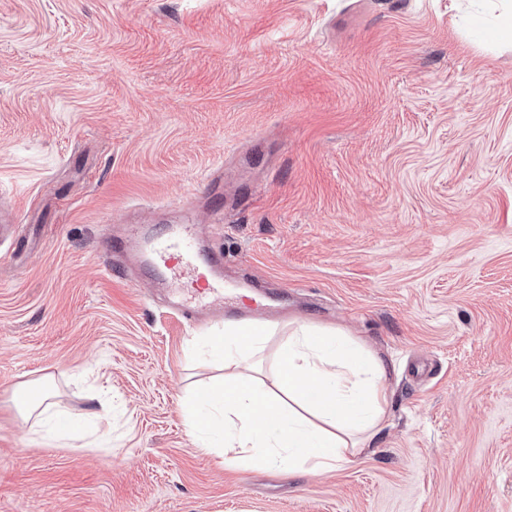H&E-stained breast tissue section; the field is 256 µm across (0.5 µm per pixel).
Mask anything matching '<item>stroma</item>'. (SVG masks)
Returning a JSON list of instances; mask_svg holds the SVG:
<instances>
[{
  "instance_id": "stroma-1",
  "label": "stroma",
  "mask_w": 512,
  "mask_h": 512,
  "mask_svg": "<svg viewBox=\"0 0 512 512\" xmlns=\"http://www.w3.org/2000/svg\"><path fill=\"white\" fill-rule=\"evenodd\" d=\"M472 0H0V512H512V46ZM192 214L225 274L393 365L335 472L227 469L221 375L103 249ZM47 382L29 431L12 402Z\"/></svg>"
}]
</instances>
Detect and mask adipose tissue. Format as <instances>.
Listing matches in <instances>:
<instances>
[{"label": "adipose tissue", "mask_w": 512, "mask_h": 512, "mask_svg": "<svg viewBox=\"0 0 512 512\" xmlns=\"http://www.w3.org/2000/svg\"><path fill=\"white\" fill-rule=\"evenodd\" d=\"M288 330L271 390L254 375L271 326L230 324L214 339L224 379L199 391L185 414L200 450L225 466L333 471L381 428L388 364L341 330L298 320Z\"/></svg>", "instance_id": "adipose-tissue-1"}]
</instances>
